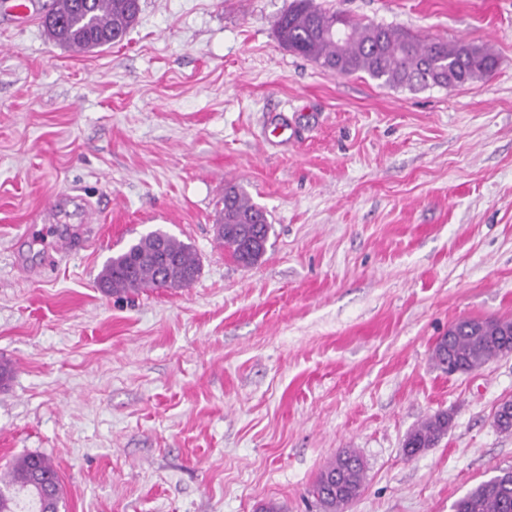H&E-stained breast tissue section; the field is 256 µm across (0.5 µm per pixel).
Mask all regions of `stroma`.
Listing matches in <instances>:
<instances>
[{"label": "stroma", "mask_w": 512, "mask_h": 512, "mask_svg": "<svg viewBox=\"0 0 512 512\" xmlns=\"http://www.w3.org/2000/svg\"><path fill=\"white\" fill-rule=\"evenodd\" d=\"M290 2L140 0L123 41L76 53L52 0H0V475L48 457L61 512H319L346 448L348 512H452L512 466V355L431 358L459 319H512V0H315L499 60L419 90L288 51ZM230 183L274 226L251 267L216 239ZM156 229L195 281L104 294L107 258ZM448 424L447 413H437L429 417L407 435L405 451L409 448L410 455H416L427 448L435 447L448 432ZM365 467L359 454L344 449L320 472L310 494L322 505L324 512H340L362 493Z\"/></svg>", "instance_id": "1"}]
</instances>
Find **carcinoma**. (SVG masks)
<instances>
[{"instance_id": "1", "label": "carcinoma", "mask_w": 512, "mask_h": 512, "mask_svg": "<svg viewBox=\"0 0 512 512\" xmlns=\"http://www.w3.org/2000/svg\"><path fill=\"white\" fill-rule=\"evenodd\" d=\"M53 0L44 24L49 37L75 51H89L121 42L134 25L139 0ZM279 43L338 75L365 73L385 85L409 89L462 86L489 75L498 59L486 48L465 41L420 40L411 33L383 24H361L341 12H330L314 0H293L274 21ZM221 246L239 264L252 266L267 251L273 225L267 212L253 204L236 185L224 189ZM199 262L191 246L156 229L110 257L98 276L107 294L191 284ZM432 353L444 366L456 363L464 372L512 352V319L491 323L463 319L448 328ZM448 414L429 417L407 435L405 448L416 455L435 447L448 432ZM19 477L8 470L0 477V512H58L62 486H44L41 477L55 472L40 454L22 456ZM365 467L359 454L344 449L320 472L310 494L324 512H342L362 493ZM453 512H512V467L478 484L453 504Z\"/></svg>"}]
</instances>
